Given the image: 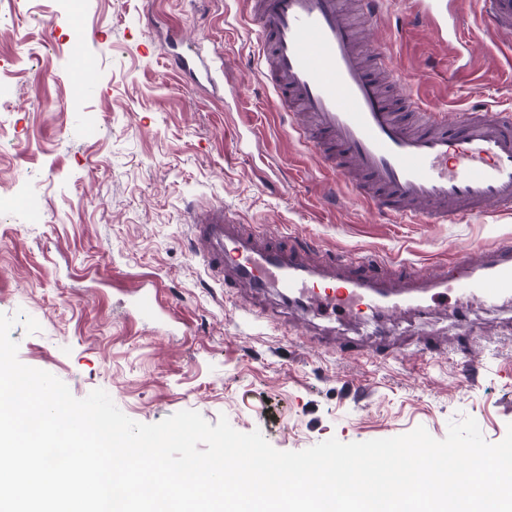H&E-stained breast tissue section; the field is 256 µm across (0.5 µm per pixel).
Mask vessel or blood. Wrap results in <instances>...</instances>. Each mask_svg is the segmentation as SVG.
<instances>
[{
  "label": "vessel or blood",
  "instance_id": "b4317fda",
  "mask_svg": "<svg viewBox=\"0 0 512 512\" xmlns=\"http://www.w3.org/2000/svg\"><path fill=\"white\" fill-rule=\"evenodd\" d=\"M388 0H250L263 77L289 114V132L336 173L354 199L415 224H457L489 212L512 213V111L446 113L412 94L404 119L366 67L372 54L389 69L386 45L361 46L358 25H372ZM489 29L512 34V0H480ZM191 83L211 79L214 59L194 49L176 54ZM199 256L226 288L278 295L330 320L384 319L414 310L457 317L461 307L512 301V243L485 246L482 261L461 254L426 272L406 259L307 257L305 245L245 230L223 207L190 224Z\"/></svg>",
  "mask_w": 512,
  "mask_h": 512
}]
</instances>
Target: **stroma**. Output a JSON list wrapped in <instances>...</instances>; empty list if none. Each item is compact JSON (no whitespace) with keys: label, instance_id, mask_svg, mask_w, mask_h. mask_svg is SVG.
Masks as SVG:
<instances>
[{"label":"stroma","instance_id":"1","mask_svg":"<svg viewBox=\"0 0 512 512\" xmlns=\"http://www.w3.org/2000/svg\"><path fill=\"white\" fill-rule=\"evenodd\" d=\"M0 0V313L24 312L18 358L75 398L105 390L134 421L182 410L227 417L280 451L329 438H389L424 426L444 439L473 417L491 443L512 423V302L398 315L387 342L356 325L299 317L277 294H225L193 252L191 209L223 204L243 224L339 257L407 259L423 270L512 239V215L407 224L333 189L288 134L287 113L258 72L259 34L245 0ZM392 0L365 29L386 43L406 88L449 117L512 107V35L485 29L465 0L444 34L402 28ZM219 53L216 90L171 69L170 28ZM83 38H76V29ZM97 84L78 89V55ZM41 199L40 217L24 205ZM157 291V314L134 309ZM371 359H364L363 350Z\"/></svg>","mask_w":512,"mask_h":512}]
</instances>
